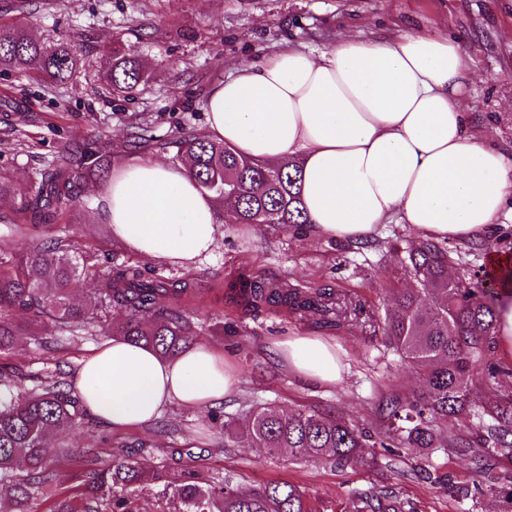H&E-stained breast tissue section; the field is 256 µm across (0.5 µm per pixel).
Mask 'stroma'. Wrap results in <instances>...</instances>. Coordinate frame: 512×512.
Masks as SVG:
<instances>
[{
  "mask_svg": "<svg viewBox=\"0 0 512 512\" xmlns=\"http://www.w3.org/2000/svg\"><path fill=\"white\" fill-rule=\"evenodd\" d=\"M27 1L34 36L53 43L74 35L86 54L63 84L43 82L20 65L0 67V177L13 187L0 198V258L17 255L63 229L74 249L95 246L101 266L131 264L151 278L189 281L201 299L182 307V315L195 326L197 344L223 348L238 378L234 394L215 408L174 404L159 418L125 431L85 418L75 433L52 440L55 482L81 492L84 477L77 455L92 448L102 467L129 457L149 474L187 464L233 484L290 482L316 512H346L354 495L385 485L393 486L416 512H500L495 499L460 503L427 480L431 472L473 481L469 461L444 448L417 454L404 449L396 456L368 448L366 466L334 470L319 461L270 456L222 430L228 420L243 427L249 409L266 403L284 411L319 408L344 416L371 435L383 434L386 392L409 394L418 386L384 336L354 327L324 333L311 314L254 312L230 302L225 285L241 273L301 288L326 281L381 308L394 289L411 285L401 271L399 253L418 239L411 226L384 225L371 247L361 248L312 236L304 227L223 224L211 257L179 267L138 259L113 242L107 226L95 219L104 190L96 181L80 186L76 205L58 224L29 229L22 237L8 220L34 194L41 172L72 142H99L122 160L139 156L173 162L177 149L172 131L205 133L207 93L237 63H262L288 40L318 53L330 49L343 32L373 38L419 27L460 39L471 59L467 104L478 116L479 128L511 150L512 0ZM116 40L151 70L125 96L112 95L99 78L103 51ZM320 334L335 343L344 365L333 385L294 374L274 346L288 337ZM101 339L97 332L41 350L22 336L0 356V365L25 388L55 371L71 384L82 357Z\"/></svg>",
  "mask_w": 512,
  "mask_h": 512,
  "instance_id": "obj_1",
  "label": "stroma"
}]
</instances>
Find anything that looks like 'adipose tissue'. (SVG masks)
Instances as JSON below:
<instances>
[{"label":"adipose tissue","instance_id":"obj_1","mask_svg":"<svg viewBox=\"0 0 512 512\" xmlns=\"http://www.w3.org/2000/svg\"><path fill=\"white\" fill-rule=\"evenodd\" d=\"M470 79L461 42L436 33L343 35L318 54L287 45L213 85L208 135L257 160H298L317 236L360 243L396 218L423 238L485 239L512 199V152L476 131ZM102 200L101 222L137 257L187 266L215 249L221 212L186 167L116 165ZM277 349L301 376H340L326 339ZM236 382L221 350L162 357L112 338L81 360L75 389L93 416L124 429L172 404L215 407Z\"/></svg>","mask_w":512,"mask_h":512}]
</instances>
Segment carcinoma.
<instances>
[{
	"label": "carcinoma",
	"mask_w": 512,
	"mask_h": 512,
	"mask_svg": "<svg viewBox=\"0 0 512 512\" xmlns=\"http://www.w3.org/2000/svg\"><path fill=\"white\" fill-rule=\"evenodd\" d=\"M83 46L76 40L45 44L28 26L14 19L0 22V66L23 64L49 84L63 83L75 72ZM139 60L116 41L106 51L103 82L114 94H129L144 81ZM175 143L177 158L197 180L199 189L224 206L226 224L309 223L302 196V175L294 160L262 163L241 156L224 142L193 132H181ZM112 158L100 146L76 143L41 175L37 190L20 208L16 227L51 224L69 210L78 186L102 180ZM462 256L436 240H421L404 251L402 268L417 287L400 288L384 312L372 310L358 298L328 283L311 288L285 284L273 287L258 279L229 285L232 294L254 311L285 309L319 315L318 326L337 330L361 326L372 334L388 336L389 344L416 375L420 388L412 394L391 391L385 397L387 428L380 447L389 449L446 448L469 460L477 479L458 484L442 476H429L457 501L491 496L512 510V476L494 472L492 460L512 456V368L494 360L498 346L499 281L462 288L448 276V268ZM90 280L94 290L74 301L77 283ZM196 297L187 281L166 282L145 277L129 264L104 271L91 254L69 248L57 237L19 253L15 260L0 259V352L13 348L17 337H36L37 345L70 340L89 333L112 310L124 313L122 323L106 324L114 337L151 347L172 356L193 344L196 332L169 311L163 299ZM17 309L31 313L23 324L12 318ZM495 383L498 393L478 403L473 394L476 378ZM11 376L0 375V500L11 496L14 507L38 496L45 512H138L128 489L142 483L137 462L120 459L108 468L90 467L84 475L81 504L55 484L50 464L54 435L76 428L83 414L79 399L65 389L63 380L48 378L28 391L14 392ZM464 414L477 416L478 440L450 436L432 427L435 419ZM245 436L257 448L311 458L338 469L364 463L362 449L370 435L342 416L318 409L291 414L260 404L247 418ZM25 469L17 477L15 470ZM158 492L159 512H312L295 485L270 483L261 488L231 485L195 470L169 480L168 471L151 476ZM352 512H414L391 488L371 491L352 502Z\"/></svg>",
	"instance_id": "carcinoma-1"
}]
</instances>
